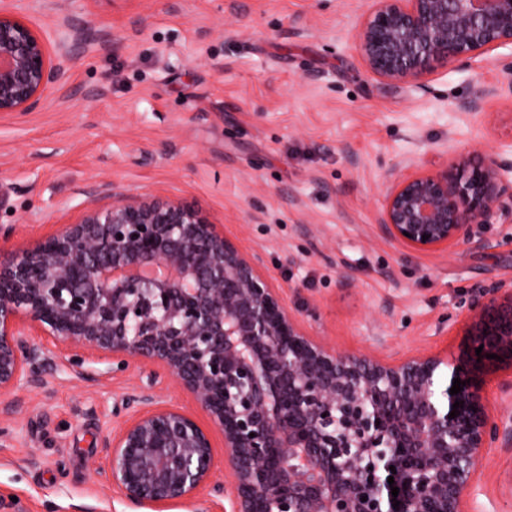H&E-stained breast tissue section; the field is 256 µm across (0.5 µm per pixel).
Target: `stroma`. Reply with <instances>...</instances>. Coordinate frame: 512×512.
<instances>
[{
	"mask_svg": "<svg viewBox=\"0 0 512 512\" xmlns=\"http://www.w3.org/2000/svg\"><path fill=\"white\" fill-rule=\"evenodd\" d=\"M36 30L60 15L108 31L68 62L71 96L0 113V255L76 222L113 194L184 202L249 255L312 335L388 362L458 358L471 308L512 282V213L420 251L380 228L390 172L436 173L512 143V51L440 60L424 89L374 78L355 46L372 0H0ZM481 107L466 110L471 99ZM38 389L0 397V493L26 512H145L110 486L103 439L154 378L206 423L166 372L83 351ZM512 419V370L483 377ZM476 512H512V445L488 448Z\"/></svg>",
	"mask_w": 512,
	"mask_h": 512,
	"instance_id": "obj_1",
	"label": "stroma"
}]
</instances>
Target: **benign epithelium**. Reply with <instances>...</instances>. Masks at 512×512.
<instances>
[{"instance_id": "1", "label": "benign epithelium", "mask_w": 512, "mask_h": 512, "mask_svg": "<svg viewBox=\"0 0 512 512\" xmlns=\"http://www.w3.org/2000/svg\"><path fill=\"white\" fill-rule=\"evenodd\" d=\"M63 23L70 37L53 41L0 6V112H32L65 87L86 28ZM509 46L512 0H374L356 35L374 77L420 89L439 59ZM509 183L512 159L500 153L398 176L380 224L434 250L468 224L493 223ZM489 292L471 316L479 355L451 365L342 353L306 334L254 259L194 207L114 196L0 262V393L41 386L64 351L162 367L222 433L231 482L214 481L209 430L157 406L106 443L109 483L153 512L208 490L228 496L231 512H469L485 449L512 440L476 381L512 364V284ZM456 378L466 386L452 395Z\"/></svg>"}]
</instances>
